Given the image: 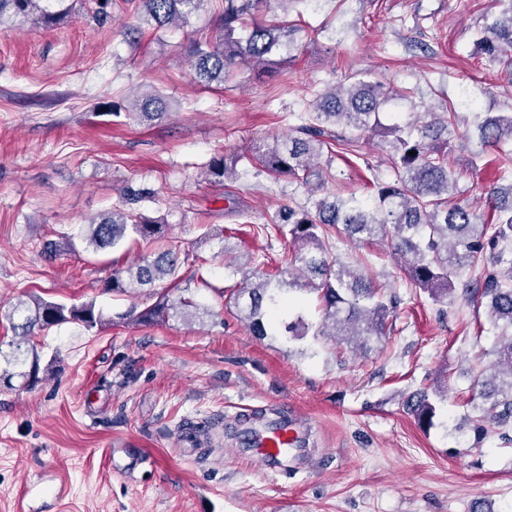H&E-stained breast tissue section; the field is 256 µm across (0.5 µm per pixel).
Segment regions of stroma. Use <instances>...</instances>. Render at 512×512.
Wrapping results in <instances>:
<instances>
[{
    "instance_id": "1",
    "label": "stroma",
    "mask_w": 512,
    "mask_h": 512,
    "mask_svg": "<svg viewBox=\"0 0 512 512\" xmlns=\"http://www.w3.org/2000/svg\"><path fill=\"white\" fill-rule=\"evenodd\" d=\"M492 9V0H313L302 23L317 34L298 36L280 75L245 70L209 88L188 50L214 33L213 0L188 24L160 30L126 0H108L103 25L82 16L0 26V306L37 296L92 302L105 317L33 336L51 378L0 384V512H469L476 501L512 512V444L493 432L476 449L454 432L467 412L460 396L492 343L478 329L485 314L462 296L437 303L411 287L386 242L335 235L332 256L399 293L391 335L364 351L255 335L226 291L245 257L276 273L290 242L257 227L306 194L244 162L236 178L205 175L213 158L284 139L314 91L359 70L420 87L428 106L470 99L506 111L512 79L473 53ZM140 89L161 93L167 115L132 117L128 99ZM359 154L333 162L326 191L366 199L371 176L388 177L379 138L361 139ZM449 161L459 200L484 207L500 176L494 154L473 138ZM131 183L156 191L142 209L165 218L182 250L165 290L174 302L193 296L192 319L111 321L152 302L105 289L142 250L129 242L93 252L82 228ZM49 240L56 255L43 252ZM422 388L437 402L427 431L406 410ZM245 405L299 413L312 466L273 475L244 459L235 415ZM116 457L138 464L118 472Z\"/></svg>"
}]
</instances>
